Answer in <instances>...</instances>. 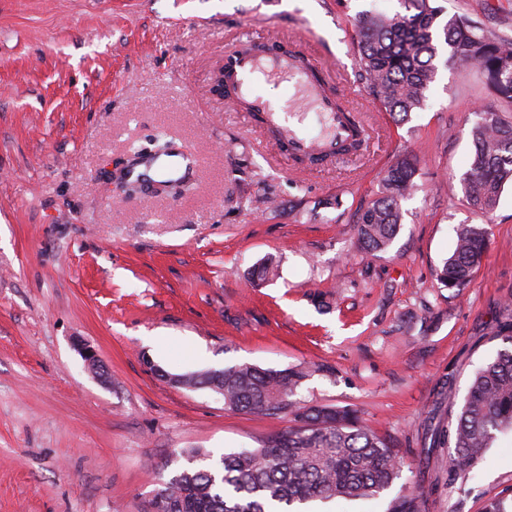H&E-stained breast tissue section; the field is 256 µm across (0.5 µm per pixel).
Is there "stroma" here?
<instances>
[{
    "instance_id": "stroma-1",
    "label": "stroma",
    "mask_w": 512,
    "mask_h": 512,
    "mask_svg": "<svg viewBox=\"0 0 512 512\" xmlns=\"http://www.w3.org/2000/svg\"><path fill=\"white\" fill-rule=\"evenodd\" d=\"M512 38V0H440ZM401 0H0V512H149L183 451L259 447L289 425L225 407L175 375L250 363L310 367L308 406L359 410L404 467L370 500L387 512L435 483L426 512H481L512 488V431L467 480L449 481L437 419L461 405L512 300V184L484 213L461 177L480 110L477 70L448 60L423 109L396 123L355 80L354 20ZM325 47L370 135L367 151L306 168L213 89L235 37ZM164 135L197 159L192 188L127 196L134 151ZM419 158L387 252L357 247L355 214L399 155ZM462 224L488 232L471 284L436 270ZM275 278L250 286L265 258ZM317 294L329 309L314 306ZM92 346L107 373L78 351ZM454 385H447V378Z\"/></svg>"
}]
</instances>
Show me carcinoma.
<instances>
[{
  "instance_id": "1",
  "label": "carcinoma",
  "mask_w": 512,
  "mask_h": 512,
  "mask_svg": "<svg viewBox=\"0 0 512 512\" xmlns=\"http://www.w3.org/2000/svg\"><path fill=\"white\" fill-rule=\"evenodd\" d=\"M405 13H379L356 20L357 80L396 122L421 109L434 81L439 44L460 67L479 69L494 96L512 102V39L481 34L466 17L446 22L437 0H401ZM473 151L461 182L474 208L493 210L503 186L512 182V116L484 112L472 129ZM416 163L404 157L390 166L381 189L356 213L357 239L367 254L385 253L402 221L401 199L415 187ZM488 248L485 228L462 224L453 252L437 270L448 289L466 287ZM497 337L507 344L478 368L458 411L437 429L435 447L453 449L452 479L466 477L483 459L496 434L512 430V306H504ZM307 372L293 367L263 369L234 364L185 377L183 384L207 388L231 410L261 416L290 415L294 424L253 449L225 454L205 466L208 454L185 453L177 470L151 502L150 512H292L296 504L335 499H375L400 476L401 461L360 414L346 407L306 408L293 399ZM433 485L395 497L387 512H425ZM482 512H512V496L487 499Z\"/></svg>"
}]
</instances>
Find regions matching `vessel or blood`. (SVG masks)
<instances>
[{
	"instance_id": "obj_1",
	"label": "vessel or blood",
	"mask_w": 512,
	"mask_h": 512,
	"mask_svg": "<svg viewBox=\"0 0 512 512\" xmlns=\"http://www.w3.org/2000/svg\"><path fill=\"white\" fill-rule=\"evenodd\" d=\"M224 65L231 74L234 94L228 98L230 106L248 103L253 111L263 113L268 124L278 126L279 118L271 102L252 94V78L260 74L294 82L298 104L327 117L329 128L325 135L313 140L296 133H288V155L299 160L311 155L336 156L354 141H366L364 124L358 123L343 108L336 94L331 91L332 66L328 57L309 47H299L288 52L270 51L258 53L242 47H234L224 55ZM192 155L183 148H175L165 158L154 160L157 170L148 186H156L187 178L192 172Z\"/></svg>"
}]
</instances>
